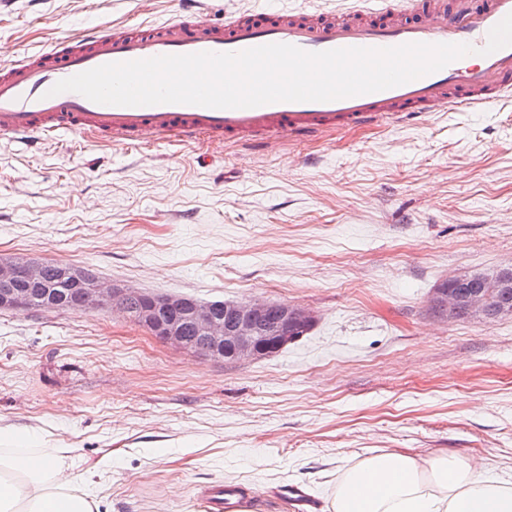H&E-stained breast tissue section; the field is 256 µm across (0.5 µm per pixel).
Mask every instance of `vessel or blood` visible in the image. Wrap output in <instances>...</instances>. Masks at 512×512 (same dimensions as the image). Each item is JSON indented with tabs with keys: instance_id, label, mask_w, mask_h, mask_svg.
Instances as JSON below:
<instances>
[{
	"instance_id": "vessel-or-blood-1",
	"label": "vessel or blood",
	"mask_w": 512,
	"mask_h": 512,
	"mask_svg": "<svg viewBox=\"0 0 512 512\" xmlns=\"http://www.w3.org/2000/svg\"><path fill=\"white\" fill-rule=\"evenodd\" d=\"M208 0H183L168 21L134 29L95 26L57 42L46 53L0 63V136L18 139L80 135L118 144L144 140L265 145L331 131L397 122L421 112L455 107L484 110L512 99V46L473 63L444 68L386 90L316 102H276L251 108L197 105L120 106L92 102L76 92L50 95L58 81L112 62L198 52L227 53L284 43L308 52L406 43H461L481 50L490 30L512 13V0H347L325 9L323 0H296L275 11L235 12L224 25L205 21ZM206 512H249L235 488L217 485Z\"/></svg>"
}]
</instances>
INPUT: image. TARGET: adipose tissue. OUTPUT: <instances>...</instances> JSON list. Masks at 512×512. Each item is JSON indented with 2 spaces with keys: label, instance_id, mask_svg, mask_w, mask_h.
Segmentation results:
<instances>
[{
  "label": "adipose tissue",
  "instance_id": "adipose-tissue-1",
  "mask_svg": "<svg viewBox=\"0 0 512 512\" xmlns=\"http://www.w3.org/2000/svg\"><path fill=\"white\" fill-rule=\"evenodd\" d=\"M111 465L67 448L34 461L0 455V512H96L86 486ZM330 512H512V482L452 455L381 453L343 471Z\"/></svg>",
  "mask_w": 512,
  "mask_h": 512
}]
</instances>
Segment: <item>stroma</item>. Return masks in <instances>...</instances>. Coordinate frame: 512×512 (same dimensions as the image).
Wrapping results in <instances>:
<instances>
[{
    "instance_id": "obj_1",
    "label": "stroma",
    "mask_w": 512,
    "mask_h": 512,
    "mask_svg": "<svg viewBox=\"0 0 512 512\" xmlns=\"http://www.w3.org/2000/svg\"><path fill=\"white\" fill-rule=\"evenodd\" d=\"M179 7L9 0L0 62ZM0 257L316 315L282 351L229 363L108 308L0 309V427L35 456H111L100 512H199L219 482L250 512H299L286 486L328 512L342 471L383 452L512 481V319L429 309L453 273L512 261V102L271 147L2 138Z\"/></svg>"
}]
</instances>
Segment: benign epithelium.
<instances>
[{
	"label": "benign epithelium",
	"instance_id": "1",
	"mask_svg": "<svg viewBox=\"0 0 512 512\" xmlns=\"http://www.w3.org/2000/svg\"><path fill=\"white\" fill-rule=\"evenodd\" d=\"M56 279L70 286L72 303L110 308L125 313L126 305L140 300L138 322L158 339L187 349L185 335L192 332L196 352L229 362L261 359L305 335L313 326L314 313L300 306L276 307L261 301L198 302L184 295L149 294L99 278L96 274L64 263L55 266ZM47 264L0 258V309L27 310L43 290L46 306L57 303L47 288ZM276 315L266 318L271 308ZM430 307L450 322L460 313L491 323L512 318V263L489 274L461 272L448 277L447 287L433 292Z\"/></svg>",
	"mask_w": 512,
	"mask_h": 512
}]
</instances>
